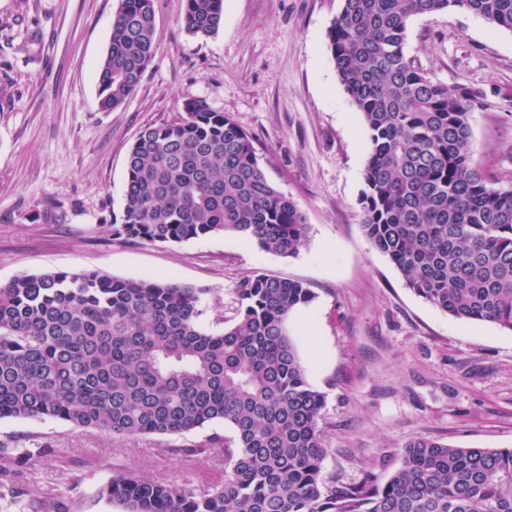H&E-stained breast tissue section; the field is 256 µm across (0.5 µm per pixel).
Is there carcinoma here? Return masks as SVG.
Returning a JSON list of instances; mask_svg holds the SVG:
<instances>
[{
	"mask_svg": "<svg viewBox=\"0 0 512 512\" xmlns=\"http://www.w3.org/2000/svg\"><path fill=\"white\" fill-rule=\"evenodd\" d=\"M459 6L512 31V0H343L328 46L369 133L366 236L418 297L512 331V189L475 167V94L433 81L404 53L409 21ZM224 0H185L182 24L215 35ZM153 0H120L98 71L110 112L155 53ZM176 122L142 129L126 158L112 235L185 243L233 234L293 256L308 224L262 170L230 115L189 99ZM206 290L96 271L0 285V419H54L119 436L186 435L223 422L224 481L203 491L118 474L101 489L124 512H512V448L408 442L392 476L338 484L323 472L326 395L308 381L286 322L315 293L256 275L235 288L233 323L203 326Z\"/></svg>",
	"mask_w": 512,
	"mask_h": 512,
	"instance_id": "1",
	"label": "carcinoma"
}]
</instances>
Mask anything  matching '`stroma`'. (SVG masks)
Returning <instances> with one entry per match:
<instances>
[{"label": "stroma", "instance_id": "obj_1", "mask_svg": "<svg viewBox=\"0 0 512 512\" xmlns=\"http://www.w3.org/2000/svg\"><path fill=\"white\" fill-rule=\"evenodd\" d=\"M119 0H0V284L27 273L157 275L205 289L206 329L235 316L237 283L305 282L310 306L288 331L309 383L327 395L324 472L386 481L418 437L512 448V332L456 319L415 295L361 226L368 131L341 86L327 30L342 0H224L206 39L182 25L184 0H154L156 51L119 108L98 106L97 71ZM405 54L435 82L479 100L474 160L512 188V31L464 9L410 20ZM201 99L253 139L269 181L309 225L296 255L232 234L181 244L114 238L128 150L142 128ZM232 438L216 422L187 436L118 437L56 420L0 419V512H121L100 493L113 474L203 490L224 477ZM198 445L194 455L184 450ZM41 452L18 464L14 449Z\"/></svg>", "mask_w": 512, "mask_h": 512}]
</instances>
